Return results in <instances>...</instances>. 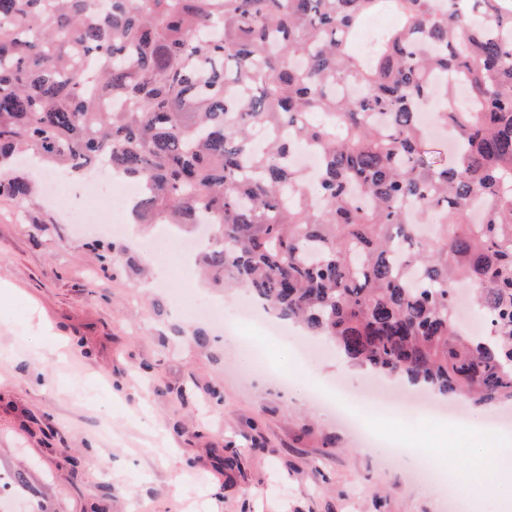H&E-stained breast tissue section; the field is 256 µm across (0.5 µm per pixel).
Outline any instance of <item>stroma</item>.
<instances>
[{
  "instance_id": "obj_1",
  "label": "stroma",
  "mask_w": 512,
  "mask_h": 512,
  "mask_svg": "<svg viewBox=\"0 0 512 512\" xmlns=\"http://www.w3.org/2000/svg\"><path fill=\"white\" fill-rule=\"evenodd\" d=\"M68 202L43 192L0 197V471L18 476L14 512H450L411 452L361 447L335 413L310 402L306 377L364 382L329 348L305 364L267 344L292 368L290 391L253 374L251 349L215 338L175 310L182 287L171 262L137 248L101 270L89 239L69 233ZM59 349L35 359L46 336ZM416 447H470L495 498L482 512H512L504 440L461 436L397 415Z\"/></svg>"
}]
</instances>
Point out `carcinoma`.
Returning <instances> with one entry per match:
<instances>
[{"label":"carcinoma","instance_id":"obj_1","mask_svg":"<svg viewBox=\"0 0 512 512\" xmlns=\"http://www.w3.org/2000/svg\"><path fill=\"white\" fill-rule=\"evenodd\" d=\"M384 6L400 23L356 53ZM27 159L103 161L136 223L212 228L215 285L349 363L512 402V0H0V169ZM461 288L488 335L454 320Z\"/></svg>","mask_w":512,"mask_h":512}]
</instances>
